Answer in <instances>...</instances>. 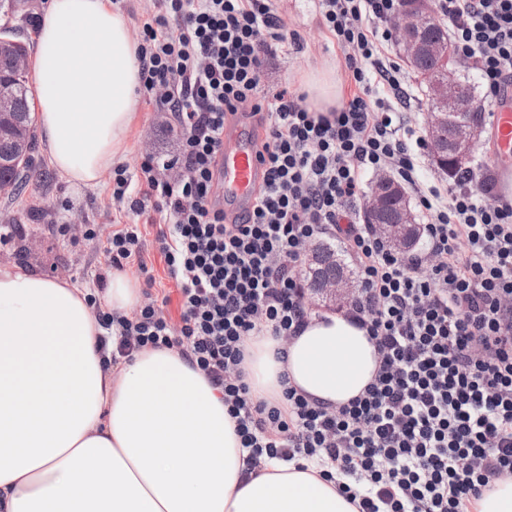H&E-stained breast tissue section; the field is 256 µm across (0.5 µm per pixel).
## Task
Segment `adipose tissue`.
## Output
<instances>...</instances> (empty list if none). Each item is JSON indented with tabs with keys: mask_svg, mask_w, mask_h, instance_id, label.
Returning <instances> with one entry per match:
<instances>
[{
	"mask_svg": "<svg viewBox=\"0 0 512 512\" xmlns=\"http://www.w3.org/2000/svg\"><path fill=\"white\" fill-rule=\"evenodd\" d=\"M34 71L50 165L96 185L142 85L127 17L111 0H49ZM101 332L85 289L0 265V512H354L316 463L250 459L220 390L179 353L109 367ZM278 347L245 345L256 397L292 386L338 407L378 368L365 330L336 314Z\"/></svg>",
	"mask_w": 512,
	"mask_h": 512,
	"instance_id": "1",
	"label": "adipose tissue"
}]
</instances>
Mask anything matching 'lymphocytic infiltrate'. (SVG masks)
<instances>
[{"label":"lymphocytic infiltrate","instance_id":"f902f5d3","mask_svg":"<svg viewBox=\"0 0 512 512\" xmlns=\"http://www.w3.org/2000/svg\"><path fill=\"white\" fill-rule=\"evenodd\" d=\"M401 0H319L353 89L330 115L287 89L260 95L261 72L286 36L274 0H156L138 48L144 96L174 115L182 139L172 182L146 161L117 173L112 198L128 221L85 237L108 267L146 270L141 216L180 296L178 324L148 299L134 315L98 311L112 362L143 348L175 349L223 390L243 447L256 456L316 461L341 473L356 512H464L512 480V197L497 172L465 173L451 190L421 189L422 137L396 123L410 103L390 59L387 26ZM458 52L498 100L512 87V0H437ZM253 119L265 180L246 222L212 200L224 123ZM390 171L415 189L423 249L393 251L354 221L362 176ZM339 240L360 286L343 311L365 329L378 369L365 393L329 409L295 388L254 398L246 337L290 340L312 310L305 245Z\"/></svg>","mask_w":512,"mask_h":512}]
</instances>
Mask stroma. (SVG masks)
Instances as JSON below:
<instances>
[{
    "label": "stroma",
    "mask_w": 512,
    "mask_h": 512,
    "mask_svg": "<svg viewBox=\"0 0 512 512\" xmlns=\"http://www.w3.org/2000/svg\"><path fill=\"white\" fill-rule=\"evenodd\" d=\"M285 33H298L301 49L278 51L261 76L262 91L285 86L300 89L307 75L331 72L341 82L342 95H349L351 85L341 51L320 22L316 0H278ZM174 117L155 104L138 100L136 113L127 136L125 153L106 169L99 183L78 188L66 182L47 161L46 145L37 142L32 165L37 171L29 185L13 197L0 196V225L20 224L22 235L0 239V264H17L49 278L81 282L85 272H102L104 257L83 235L88 224L98 225L101 234H109L114 221L112 187L115 167L136 175L146 160L167 163L166 175L176 180L182 175L176 159L181 139L173 126ZM62 224L65 235H52L49 225ZM156 228L148 226L145 236V260L158 283L155 296H168L163 314L178 321V292L169 279L155 244Z\"/></svg>",
    "instance_id": "obj_1"
}]
</instances>
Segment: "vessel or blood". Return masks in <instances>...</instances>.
<instances>
[{
	"instance_id": "obj_1",
	"label": "vessel or blood",
	"mask_w": 512,
	"mask_h": 512,
	"mask_svg": "<svg viewBox=\"0 0 512 512\" xmlns=\"http://www.w3.org/2000/svg\"><path fill=\"white\" fill-rule=\"evenodd\" d=\"M494 162L512 161V91L492 108ZM256 131L246 121L224 125V145L215 177V197L228 218H242L253 210L256 192L264 175L256 152Z\"/></svg>"
}]
</instances>
